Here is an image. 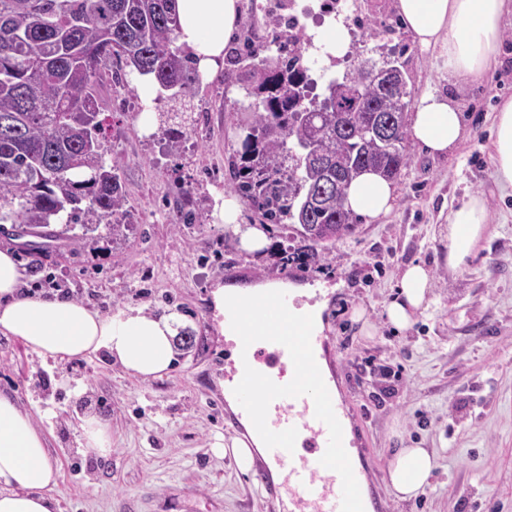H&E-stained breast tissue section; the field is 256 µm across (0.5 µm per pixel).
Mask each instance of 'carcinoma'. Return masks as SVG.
Segmentation results:
<instances>
[{
	"label": "carcinoma",
	"instance_id": "1",
	"mask_svg": "<svg viewBox=\"0 0 512 512\" xmlns=\"http://www.w3.org/2000/svg\"><path fill=\"white\" fill-rule=\"evenodd\" d=\"M176 0H0V224L30 235L89 246L124 207L119 168L104 160L105 70L117 60L150 75L186 108L195 71L175 45ZM288 59L265 55L239 75L253 99L251 121L239 124L240 149L229 160L231 189L272 224L322 251L351 236L357 216L346 190L372 170L392 180L410 163V92L383 91L364 51L340 78L311 96L306 51L311 37L284 34ZM177 112L157 113L171 143L187 136ZM391 126L381 140L376 127ZM81 232H75V229Z\"/></svg>",
	"mask_w": 512,
	"mask_h": 512
}]
</instances>
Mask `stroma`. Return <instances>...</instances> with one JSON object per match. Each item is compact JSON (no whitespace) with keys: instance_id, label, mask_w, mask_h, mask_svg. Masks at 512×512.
<instances>
[{"instance_id":"obj_1","label":"stroma","mask_w":512,"mask_h":512,"mask_svg":"<svg viewBox=\"0 0 512 512\" xmlns=\"http://www.w3.org/2000/svg\"><path fill=\"white\" fill-rule=\"evenodd\" d=\"M369 19L351 28V47L401 52L412 99L451 95L466 136L454 156H430L410 144L411 162L395 178L394 209L361 219L356 233L312 256L288 228L267 225L270 248L251 257L213 223L212 190H228V160L238 148L236 111L244 90L225 64L194 84L188 140L171 147L134 123L140 99L116 86L105 113L106 163L117 164L127 200L111 221L123 236L93 246L32 254L28 238L0 234L34 293H58L108 314L127 307L176 313L191 345L175 341L177 359L163 378L141 381L96 357L41 358L0 335V392L11 394L43 432L59 477L60 512H271L254 473L215 451L217 437L243 432L221 383L224 338L212 317L215 283L281 279L335 285L324 314L331 379L351 417L352 448L369 465L376 512H512V189L494 177L493 118L512 100V15L502 25L495 62L475 79H453L438 51L406 31L395 0H355ZM486 200L489 222L462 272L450 271L444 226L469 196ZM198 214L178 224L177 210ZM421 262L433 274L432 301L407 330H395L384 305L402 269ZM364 309L365 322L353 318ZM393 375L395 397L379 401V369ZM112 429L108 456L78 451L86 413ZM429 449L435 466L414 497L387 481L399 449Z\"/></svg>"}]
</instances>
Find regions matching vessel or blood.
<instances>
[{"label":"vessel or blood","instance_id":"obj_1","mask_svg":"<svg viewBox=\"0 0 512 512\" xmlns=\"http://www.w3.org/2000/svg\"><path fill=\"white\" fill-rule=\"evenodd\" d=\"M293 304L281 293L225 307V386L237 418L263 441L259 473L278 476V512H369L357 494L368 473L349 447L348 414L317 376L323 336L299 318L283 325Z\"/></svg>","mask_w":512,"mask_h":512}]
</instances>
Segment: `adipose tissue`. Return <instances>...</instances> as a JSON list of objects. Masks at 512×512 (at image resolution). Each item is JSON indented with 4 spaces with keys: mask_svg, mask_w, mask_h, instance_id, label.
<instances>
[{
    "mask_svg": "<svg viewBox=\"0 0 512 512\" xmlns=\"http://www.w3.org/2000/svg\"><path fill=\"white\" fill-rule=\"evenodd\" d=\"M396 10L407 30L424 47L439 49L450 75L476 78L495 58L501 38V20L512 13V0H396ZM180 27L176 44L189 55L200 81L223 70L225 51L237 28L239 0H177ZM495 178L501 188L512 187V100L504 102L494 119ZM411 139L433 156L453 152L465 133L461 112L448 97L422 95L409 115ZM397 188L372 171L361 173L348 187L347 207L357 215L379 219L393 207ZM214 223L238 238L247 254L265 248L267 237L256 224L245 223L237 197L215 193ZM488 222L483 198L473 197L448 217V267L461 270L481 240ZM25 274L10 249L0 250V334L22 341L43 358H87L106 353L126 374L143 380L162 377L173 360L175 316L156 317L139 309L100 314L58 294L26 295ZM307 295L305 284L264 281L216 286V312L225 305H255L283 289ZM432 276L420 263L401 272L398 290L386 307L388 323L409 328L429 301ZM435 466L426 448H403L389 465L390 484L406 499L426 484ZM57 483L46 439L31 414L0 394V512H57L51 491Z\"/></svg>",
    "mask_w": 512,
    "mask_h": 512,
    "instance_id": "ef3b65f1",
    "label": "adipose tissue"
}]
</instances>
